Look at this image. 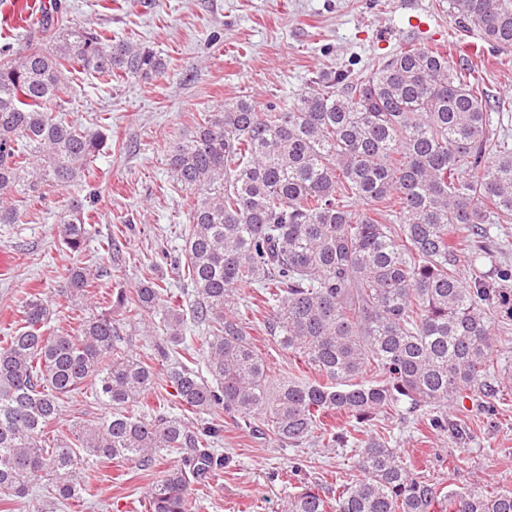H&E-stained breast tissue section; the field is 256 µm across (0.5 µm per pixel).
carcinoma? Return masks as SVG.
<instances>
[{
    "label": "carcinoma",
    "mask_w": 512,
    "mask_h": 512,
    "mask_svg": "<svg viewBox=\"0 0 512 512\" xmlns=\"http://www.w3.org/2000/svg\"><path fill=\"white\" fill-rule=\"evenodd\" d=\"M448 15L475 26L495 52L512 49V0H448ZM482 60H448L438 45L412 43L377 56L356 73L321 72L292 102L260 108L239 97L207 112L176 142L173 186L194 192L184 234V276L205 371L189 366L178 297L157 279L112 304L135 318L167 300L165 336L156 343L166 382L189 422L160 405L133 414L155 383L152 367L125 345L100 313L77 333L47 334L50 312L36 288L21 327L0 338V508L43 478L50 496L36 512L89 494V460L151 464L160 451L182 462L148 490L147 512H192L188 491L224 465L214 446L222 410L279 447L317 442L353 452L355 478L329 501L310 488L286 512H433L437 484L417 476L392 446L382 420L417 413L432 433L459 442L468 428L448 415L465 392L487 411L512 373L491 374L495 320L512 315L492 229L512 224V147L492 113ZM80 71L102 82L162 79L167 64L133 39L69 27L0 58V224H17L13 200L42 196L50 184L87 183L108 128L63 120L65 91ZM354 203L365 205L360 213ZM85 200L59 216L57 235L80 253L95 232ZM475 242L471 280L459 276L462 240ZM100 273L74 266L66 293L86 297ZM255 290L252 301L241 288ZM265 332L310 379L274 383L249 329ZM112 414L49 434L64 404L84 388ZM345 416L340 430L324 419ZM450 512H512V488L458 492Z\"/></svg>",
    "instance_id": "obj_1"
}]
</instances>
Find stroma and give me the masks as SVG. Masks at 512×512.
<instances>
[{"mask_svg": "<svg viewBox=\"0 0 512 512\" xmlns=\"http://www.w3.org/2000/svg\"><path fill=\"white\" fill-rule=\"evenodd\" d=\"M25 0H0V48L22 52L40 38L38 26L16 18ZM52 26L91 27L110 37L127 36L159 52L168 64L160 80L133 79L105 85L86 74L72 78L76 89L66 121L107 125L112 149L92 165L98 195L88 202L98 234L82 253L61 245L58 216L79 186H47L39 201L20 199L19 221L0 224V337L11 335L29 289L38 288L50 305L51 331L75 332L80 318L111 314L121 335L141 358L154 355L163 334L165 305L145 313L150 335L131 332L129 315L112 305L116 289L131 290L146 278H160L173 290L187 282L181 236L188 222L190 191L173 188L168 151L193 129L192 119L213 106L247 96L260 106L307 91L320 70L364 68L373 56L406 43L441 44L449 60L484 58L489 93L512 98V53L488 48L477 28L460 31L443 0H60ZM125 225L114 251L104 242ZM107 270L87 299L67 297L71 266ZM481 397L454 404L452 417L470 427L466 450L449 437L425 431L415 417L388 419L395 447L415 461L420 477L445 492L486 486L512 488V392L503 394L495 415ZM223 428L224 468L191 488L196 512H284L289 497L308 487L335 493L356 470L351 456L334 448L304 445L279 448L241 429L236 416L218 413ZM179 454L161 452L151 466L120 460H90L91 495L61 512H147L145 492ZM299 470L287 476L288 462Z\"/></svg>", "mask_w": 512, "mask_h": 512, "instance_id": "1", "label": "stroma"}]
</instances>
